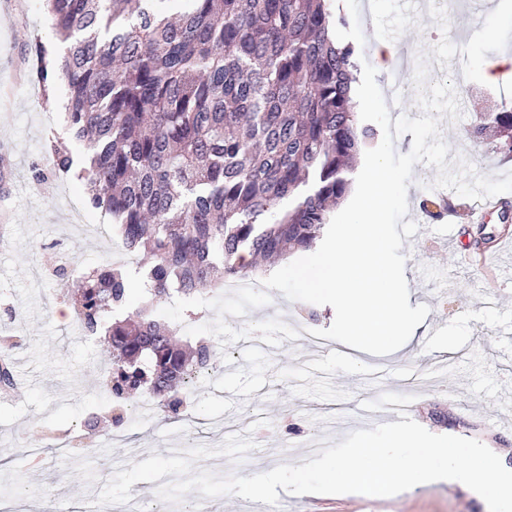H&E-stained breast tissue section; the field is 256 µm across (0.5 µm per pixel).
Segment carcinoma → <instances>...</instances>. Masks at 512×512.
<instances>
[{
  "instance_id": "carcinoma-1",
  "label": "carcinoma",
  "mask_w": 512,
  "mask_h": 512,
  "mask_svg": "<svg viewBox=\"0 0 512 512\" xmlns=\"http://www.w3.org/2000/svg\"><path fill=\"white\" fill-rule=\"evenodd\" d=\"M45 2L63 54L37 44L36 78L47 104L48 82L64 78L69 132L48 139L47 164L72 172L71 141L82 143L89 164L73 172L89 203L112 214L123 250L153 256L145 269L106 261L56 273L76 280L70 306L120 373L102 382L112 418L139 389L160 399L164 419L179 418V388L215 366V351L186 352L156 302L312 248L351 192L350 163L374 132L354 110L348 22L329 0H187L171 18L155 0ZM490 128L495 150L511 155L512 112L476 117L470 136ZM421 209L445 219L433 194ZM136 280L145 292L129 314ZM15 383L11 356H0V385Z\"/></svg>"
}]
</instances>
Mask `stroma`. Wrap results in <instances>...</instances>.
Returning a JSON list of instances; mask_svg holds the SVG:
<instances>
[{"label":"stroma","instance_id":"obj_1","mask_svg":"<svg viewBox=\"0 0 512 512\" xmlns=\"http://www.w3.org/2000/svg\"><path fill=\"white\" fill-rule=\"evenodd\" d=\"M335 2L349 20L347 39L364 58L377 36L398 38L414 61L443 37L417 0H380L375 9L368 0ZM53 42L45 0H0V147L9 167L0 185V220L10 226L8 241H0V300L15 310L10 328L22 338L14 352L16 387L12 395L0 394L5 512H47L64 498L73 512H92L131 494L147 512H190L183 496L188 483L214 512H256L250 497L235 493L237 484L281 463L303 464L314 449L342 441L374 396L405 402L411 418L432 433L481 441L512 470V429L497 426L501 394L512 386V360L503 358L494 335L512 322V279H494L472 264L494 253L499 268L512 270V229L498 212L483 223L465 208L451 225L428 218L416 201L437 170L423 163L414 165L407 193V217L419 230L404 239L401 252L411 302L427 304L430 312L403 347L375 356L337 342L310 356L290 340L289 324L328 328L333 308L292 302L276 289L229 298L209 291L191 308L162 301L157 315L184 344L208 340L217 370L197 383L183 420L165 422L152 410L117 425L106 422L100 382L110 357L75 316L56 317L65 305L63 290L42 273V246L67 234V261L78 269L109 258L133 266L144 257L112 251L111 214L89 206L73 176L34 177L48 133L65 125L64 79L56 78L48 105L32 77L35 45ZM458 99L462 116L443 133L449 158L466 159L483 175L512 172V157L468 134L475 112L510 110L512 96L473 82ZM490 292L498 300L489 306ZM443 353L451 355L452 371L407 384L403 374L411 364ZM378 365L398 373L376 379ZM80 430L86 436L79 455L47 448V434L72 437ZM279 498L292 512H488L484 499L457 481L390 497L283 491Z\"/></svg>","mask_w":512,"mask_h":512}]
</instances>
